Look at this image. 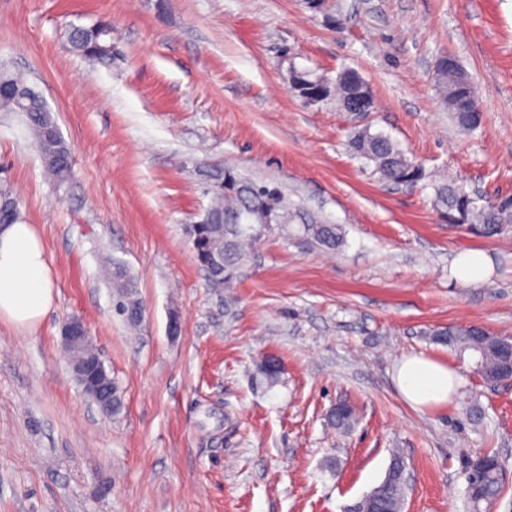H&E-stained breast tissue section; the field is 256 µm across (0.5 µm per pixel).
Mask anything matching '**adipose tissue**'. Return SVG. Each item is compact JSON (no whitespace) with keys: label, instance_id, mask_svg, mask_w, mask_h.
Here are the masks:
<instances>
[{"label":"adipose tissue","instance_id":"obj_1","mask_svg":"<svg viewBox=\"0 0 512 512\" xmlns=\"http://www.w3.org/2000/svg\"><path fill=\"white\" fill-rule=\"evenodd\" d=\"M52 302L49 260L32 225L17 220L0 226V317L31 327ZM459 380L454 369L423 355L403 357L396 372L400 395L416 409L447 405Z\"/></svg>","mask_w":512,"mask_h":512}]
</instances>
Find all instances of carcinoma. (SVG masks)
<instances>
[{
	"label": "carcinoma",
	"mask_w": 512,
	"mask_h": 512,
	"mask_svg": "<svg viewBox=\"0 0 512 512\" xmlns=\"http://www.w3.org/2000/svg\"><path fill=\"white\" fill-rule=\"evenodd\" d=\"M70 48L76 54L99 61L112 59V28L107 24L92 27H74L69 33ZM302 84L301 91L323 99L330 94L328 83L310 81L307 74H294ZM441 92L453 112L457 124L466 131L480 125L481 113L464 112L465 106H479V98L472 81H462L457 70L442 74ZM26 79L0 66V112L23 114L37 147L44 160L47 172L55 184H66L72 176L70 150L51 117L46 102L29 95ZM352 147L360 157L372 162L382 178L397 184H415L423 176L422 169L408 160L394 143L379 133L365 129L356 133ZM224 192L207 211L205 224L190 225L197 260L208 269L215 263L224 265V274L219 283L210 282L215 288H228L236 278L246 259V246L256 239L255 229L271 216L280 223L288 218V206L279 194L264 187H250L235 176H224ZM436 204L445 209L448 218L458 224H477L484 232L494 235L512 223V212L490 204H477V199L464 189L453 184L435 188ZM10 216V221L19 219L17 202L10 189L0 187V212ZM306 230L321 244L336 247L340 235L332 224H308ZM112 288L115 291L116 311L123 319L136 325L140 322L141 301L137 297V286L127 271L112 267ZM432 339L453 349L459 355L470 353L475 357V366L488 375H494L501 365L498 349L499 336H491L478 326L454 327L430 332ZM330 421L344 431L350 430L356 419L354 408L345 404L330 411ZM484 458L496 462L491 469L480 470L467 463L466 502L471 512H484L497 501L502 483V463L494 453ZM406 467L399 455H393L382 482L366 494L355 506L354 512H402L407 493Z\"/></svg>",
	"instance_id": "cac0c4a2"
}]
</instances>
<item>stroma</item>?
Segmentation results:
<instances>
[{"mask_svg": "<svg viewBox=\"0 0 512 512\" xmlns=\"http://www.w3.org/2000/svg\"><path fill=\"white\" fill-rule=\"evenodd\" d=\"M99 22L112 27L104 63L67 40ZM445 54L479 90L474 131L435 87ZM0 59L44 97L73 159L55 187L24 118L0 114V183L53 281L37 325L0 319V512H349L396 448L403 512H468L464 464L483 452L504 465L497 512H512V384L484 382L427 335L512 338V231L484 235L435 203L445 178L512 200V0H0ZM294 68L358 71L373 111L304 102ZM364 128L423 179L381 180L350 146ZM228 173L279 191L294 217L262 232L233 288H211L189 227ZM309 220L336 225L340 246L316 242ZM466 250L490 257L485 283L456 280ZM112 262L138 284V328L115 310ZM73 316L120 416L76 382L61 342ZM415 353L460 373L447 406L402 399L396 369ZM341 400L357 413L347 432L327 418ZM112 385V387H111ZM112 389V406L110 405V390ZM91 399L97 403L104 411L110 412L112 408V415L120 414L123 408V401L121 392L114 381L112 379L111 382L102 381L95 385L93 393L91 395Z\"/></svg>", "mask_w": 512, "mask_h": 512, "instance_id": "obj_1", "label": "stroma"}]
</instances>
